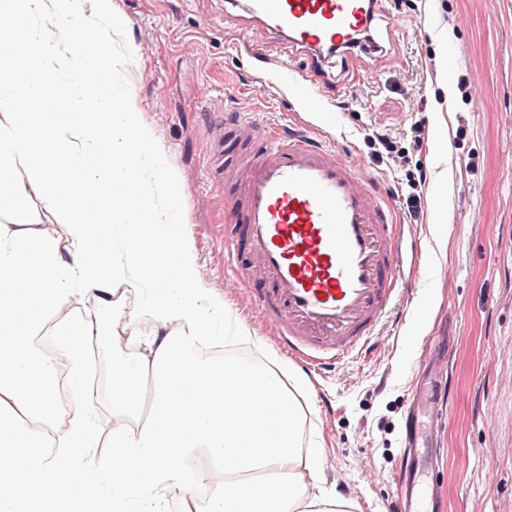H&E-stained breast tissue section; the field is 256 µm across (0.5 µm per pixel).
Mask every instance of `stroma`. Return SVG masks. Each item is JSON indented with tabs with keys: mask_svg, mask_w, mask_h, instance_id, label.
Returning a JSON list of instances; mask_svg holds the SVG:
<instances>
[{
	"mask_svg": "<svg viewBox=\"0 0 512 512\" xmlns=\"http://www.w3.org/2000/svg\"><path fill=\"white\" fill-rule=\"evenodd\" d=\"M112 13L123 24L114 80L184 188L182 221L206 284L259 340L252 358L297 366L254 301L256 283L224 286L235 190L207 187L215 112L330 139L417 231L402 316H388L341 372L306 378L329 459L321 487L355 497L360 512H389L411 402L439 377L437 512H512V0H390L374 23L381 51L333 57L307 88L295 82L304 53L224 0H112ZM378 135L426 173L417 214L405 202L409 173L380 157Z\"/></svg>",
	"mask_w": 512,
	"mask_h": 512,
	"instance_id": "35a3bbf8",
	"label": "stroma"
}]
</instances>
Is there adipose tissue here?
I'll return each mask as SVG.
<instances>
[{"label": "adipose tissue", "instance_id": "ef3b65f1", "mask_svg": "<svg viewBox=\"0 0 512 512\" xmlns=\"http://www.w3.org/2000/svg\"><path fill=\"white\" fill-rule=\"evenodd\" d=\"M113 22L112 0H0V512H354L314 483L304 378L196 356L248 338L175 218L181 185L160 169L141 186L156 149L112 92ZM92 345L108 423L85 389ZM203 452L210 470L191 471Z\"/></svg>", "mask_w": 512, "mask_h": 512}]
</instances>
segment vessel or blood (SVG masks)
Instances as JSON below:
<instances>
[{
    "label": "vessel or blood",
    "instance_id": "1",
    "mask_svg": "<svg viewBox=\"0 0 512 512\" xmlns=\"http://www.w3.org/2000/svg\"><path fill=\"white\" fill-rule=\"evenodd\" d=\"M247 15L309 51L317 64L347 51L384 10L386 0H243ZM262 138L259 159L242 175L241 200L225 227L224 248L239 285L267 284L255 296L280 330L278 343L309 368L333 371L369 345L399 298L412 230L395 232L377 180L345 153L298 130L274 131L219 117L226 129ZM441 390L420 389L411 406L412 480L398 490L395 512H434L437 472L429 446Z\"/></svg>",
    "mask_w": 512,
    "mask_h": 512
}]
</instances>
